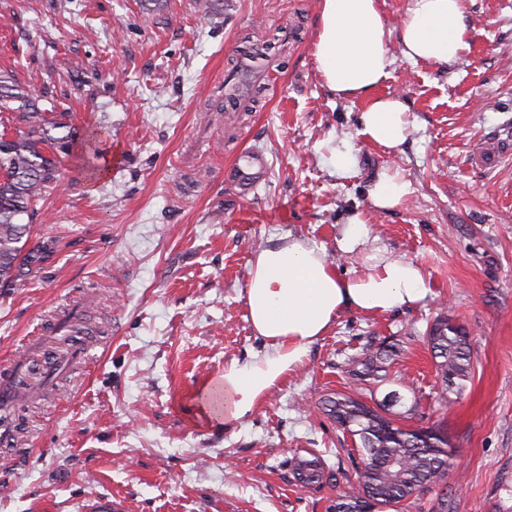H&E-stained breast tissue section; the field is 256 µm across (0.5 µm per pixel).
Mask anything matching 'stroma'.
I'll list each match as a JSON object with an SVG mask.
<instances>
[{
  "mask_svg": "<svg viewBox=\"0 0 512 512\" xmlns=\"http://www.w3.org/2000/svg\"><path fill=\"white\" fill-rule=\"evenodd\" d=\"M320 0H0V69H14L42 108L77 128L103 127L122 158L87 172L81 149L61 161L34 238L54 252L27 285L0 289V370L16 355L55 368L59 318L93 315L90 356L59 371L26 412L24 441L0 466V512H328L356 484L360 449L322 406L345 390L351 358L372 342L399 356L379 394L399 391L400 425L438 423L457 451L445 486L408 512H512V0H467L464 60L396 59L382 94L413 128L391 152L358 134L362 99H340L315 61ZM272 41L273 81L242 112L224 80ZM246 151L265 167L247 191L227 179ZM351 166L336 172L337 152ZM411 187L379 211L367 190L382 171ZM361 210L391 256L430 283L420 302L385 314L343 311L304 363L232 430L207 426L191 396L231 362L263 353L248 320L249 263L270 237L322 245L339 272L345 216ZM446 314L470 332L473 373L443 392L426 330ZM312 451L336 475L298 486L293 455Z\"/></svg>",
  "mask_w": 512,
  "mask_h": 512,
  "instance_id": "1",
  "label": "stroma"
}]
</instances>
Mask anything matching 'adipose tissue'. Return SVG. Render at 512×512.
Wrapping results in <instances>:
<instances>
[{"label":"adipose tissue","mask_w":512,"mask_h":512,"mask_svg":"<svg viewBox=\"0 0 512 512\" xmlns=\"http://www.w3.org/2000/svg\"><path fill=\"white\" fill-rule=\"evenodd\" d=\"M393 38L410 61H461L471 41L466 0H409L394 30L380 0H321L315 46L319 74L337 97L366 99L358 133L389 150L406 141L410 126L407 105L398 96L377 93L391 75ZM408 193V182L394 171L378 175L368 197L373 209L392 210ZM337 247L345 254L364 252L361 269L339 273L323 246L291 234L271 237L255 254L246 303L266 350L226 366L223 376L198 392L202 416L233 429L267 391L303 364L310 346L342 311L381 314L427 296L428 281L419 265L372 245L365 213H349Z\"/></svg>","instance_id":"adipose-tissue-1"}]
</instances>
